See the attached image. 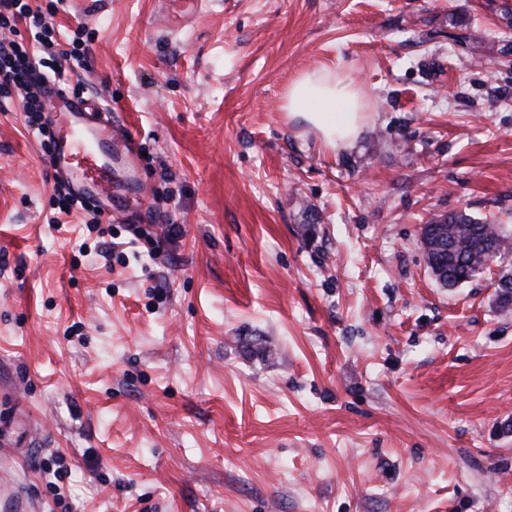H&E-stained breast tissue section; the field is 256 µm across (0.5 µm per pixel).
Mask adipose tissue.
Listing matches in <instances>:
<instances>
[{
    "label": "adipose tissue",
    "instance_id": "ef3b65f1",
    "mask_svg": "<svg viewBox=\"0 0 512 512\" xmlns=\"http://www.w3.org/2000/svg\"><path fill=\"white\" fill-rule=\"evenodd\" d=\"M359 102L355 80L325 67L303 73L292 82L285 110L310 125L324 150L337 152L350 148L358 137L365 120Z\"/></svg>",
    "mask_w": 512,
    "mask_h": 512
}]
</instances>
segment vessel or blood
Returning <instances> with one entry per match:
<instances>
[{
	"instance_id": "1",
	"label": "vessel or blood",
	"mask_w": 512,
	"mask_h": 512,
	"mask_svg": "<svg viewBox=\"0 0 512 512\" xmlns=\"http://www.w3.org/2000/svg\"><path fill=\"white\" fill-rule=\"evenodd\" d=\"M176 7L168 16L169 25L179 27L202 11L203 0H174ZM50 102L57 111L70 118L69 132L61 140L49 159V166L57 172L70 169L73 161L87 164L108 159L116 137L108 110L93 108L92 104L51 88ZM0 512H36V507L28 495L22 493L7 458H0Z\"/></svg>"
}]
</instances>
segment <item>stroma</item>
Instances as JSON below:
<instances>
[{"label":"stroma","instance_id":"stroma-1","mask_svg":"<svg viewBox=\"0 0 512 512\" xmlns=\"http://www.w3.org/2000/svg\"><path fill=\"white\" fill-rule=\"evenodd\" d=\"M165 6L53 18L133 144L95 211L0 97V450L38 512H512V308L421 244L459 210L512 234V0ZM319 67L366 93L335 154L284 109ZM177 7L167 16V23L173 27H179L185 22L202 12L203 0H170Z\"/></svg>","mask_w":512,"mask_h":512}]
</instances>
